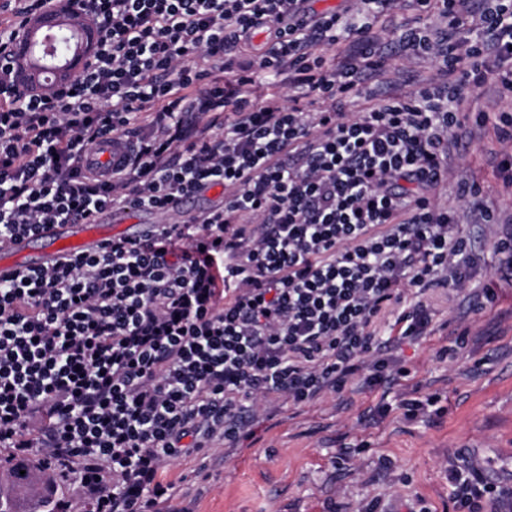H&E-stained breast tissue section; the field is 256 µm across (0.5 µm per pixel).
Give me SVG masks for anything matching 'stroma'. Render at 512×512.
Masks as SVG:
<instances>
[{
	"instance_id": "stroma-1",
	"label": "stroma",
	"mask_w": 512,
	"mask_h": 512,
	"mask_svg": "<svg viewBox=\"0 0 512 512\" xmlns=\"http://www.w3.org/2000/svg\"><path fill=\"white\" fill-rule=\"evenodd\" d=\"M387 64L411 93L437 68L403 53ZM480 111L512 112V96L492 78L465 89L447 196L479 257L475 279L492 285L495 302L478 310L471 292L434 293L431 334L391 350L403 370L395 381L367 387L357 376L301 408L277 401L258 442L218 445L169 466L179 493L163 512H455L448 469L471 463L512 487V255L493 247L512 236V187L497 169L503 145L494 123L475 122ZM462 183L477 185V198H458ZM477 202L497 213V225L477 222ZM427 395L438 396L440 413L406 419L401 401Z\"/></svg>"
}]
</instances>
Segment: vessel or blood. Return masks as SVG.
Returning <instances> with one entry per match:
<instances>
[{
  "label": "vessel or blood",
  "instance_id": "vessel-or-blood-1",
  "mask_svg": "<svg viewBox=\"0 0 512 512\" xmlns=\"http://www.w3.org/2000/svg\"><path fill=\"white\" fill-rule=\"evenodd\" d=\"M125 147L112 142L93 145L82 158L81 165L99 172H110L114 162L120 161ZM146 227L134 223L126 212L105 210L90 223L50 224L37 233L19 237L11 247L9 258H0V276H9L15 269L40 268L63 257L82 252L94 254L111 241L113 232L135 237Z\"/></svg>",
  "mask_w": 512,
  "mask_h": 512
}]
</instances>
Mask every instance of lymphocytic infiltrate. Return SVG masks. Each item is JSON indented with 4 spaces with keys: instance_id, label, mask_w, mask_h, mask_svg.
<instances>
[{
    "instance_id": "1",
    "label": "lymphocytic infiltrate",
    "mask_w": 512,
    "mask_h": 512,
    "mask_svg": "<svg viewBox=\"0 0 512 512\" xmlns=\"http://www.w3.org/2000/svg\"><path fill=\"white\" fill-rule=\"evenodd\" d=\"M305 2L70 0L98 32L76 81L22 92L0 63V250L47 224L163 215L224 189L202 220L0 278V447L79 476L76 512H156L175 494L171 462L253 437L256 397L302 406L364 367L367 386L387 381L382 321L420 339L427 294L472 277L439 192L463 87L493 76L512 94V0H480L474 24L466 0H441L442 26L403 27L399 48L434 57L436 78L353 116L344 99L385 73L375 21L404 0L313 20ZM342 42L341 60L322 56ZM241 52L320 109L251 99L252 77L230 71ZM191 113L221 120L222 135L194 130ZM109 134L128 144L123 164L84 172ZM448 481L456 512L512 497L474 465Z\"/></svg>"
}]
</instances>
